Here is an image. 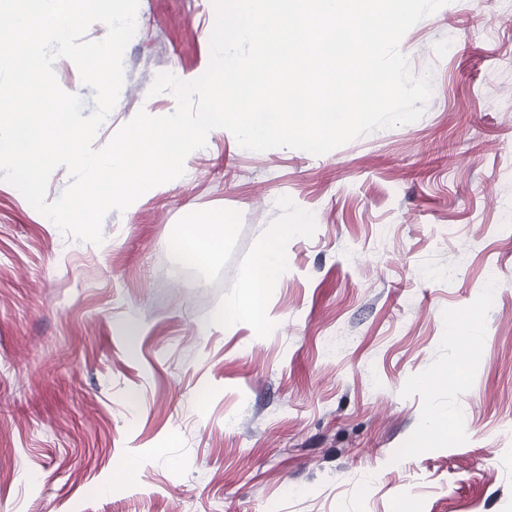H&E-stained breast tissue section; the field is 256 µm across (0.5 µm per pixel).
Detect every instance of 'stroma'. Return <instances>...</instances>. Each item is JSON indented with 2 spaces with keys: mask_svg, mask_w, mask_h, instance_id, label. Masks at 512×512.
<instances>
[{
  "mask_svg": "<svg viewBox=\"0 0 512 512\" xmlns=\"http://www.w3.org/2000/svg\"><path fill=\"white\" fill-rule=\"evenodd\" d=\"M215 17L139 0L94 148L175 111L150 89L205 72ZM400 49L432 75L418 120L320 156L215 132L99 245L0 182V512H512V0H449ZM214 216L188 275L181 227ZM265 248L264 329L212 327ZM180 251L183 257L193 264H207L224 251V225H183L180 234ZM475 319V315L470 312H464L455 315L450 321V334L448 336L451 342H461L465 346H471L475 341L474 336L468 335V328Z\"/></svg>",
  "mask_w": 512,
  "mask_h": 512,
  "instance_id": "35a3bbf8",
  "label": "stroma"
}]
</instances>
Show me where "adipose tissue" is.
<instances>
[{
  "label": "adipose tissue",
  "instance_id": "adipose-tissue-1",
  "mask_svg": "<svg viewBox=\"0 0 512 512\" xmlns=\"http://www.w3.org/2000/svg\"><path fill=\"white\" fill-rule=\"evenodd\" d=\"M180 251L196 265L207 264L224 251V227L220 224H186L180 234ZM283 265L282 255L266 249L258 254L251 270L243 277L242 290L217 313L215 324L228 326L248 320L254 327L265 323V305L276 286V273Z\"/></svg>",
  "mask_w": 512,
  "mask_h": 512
}]
</instances>
